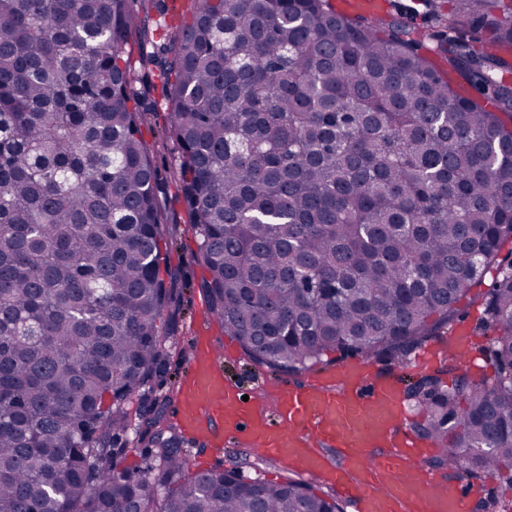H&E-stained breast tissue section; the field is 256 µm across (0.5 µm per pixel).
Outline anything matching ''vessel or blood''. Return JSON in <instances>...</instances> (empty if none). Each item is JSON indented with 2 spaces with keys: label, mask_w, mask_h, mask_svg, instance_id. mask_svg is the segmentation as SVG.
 <instances>
[{
  "label": "vessel or blood",
  "mask_w": 512,
  "mask_h": 512,
  "mask_svg": "<svg viewBox=\"0 0 512 512\" xmlns=\"http://www.w3.org/2000/svg\"><path fill=\"white\" fill-rule=\"evenodd\" d=\"M386 0H339L343 16L376 14ZM176 420L212 440H244L278 462L333 486L353 512H463L473 494L459 480L435 482L423 467L432 450L399 430L406 416L398 382L348 364L304 383L265 379L263 408L243 401L210 358L193 350Z\"/></svg>",
  "instance_id": "1"
}]
</instances>
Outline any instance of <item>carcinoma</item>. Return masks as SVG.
Segmentation results:
<instances>
[{
	"label": "carcinoma",
	"mask_w": 512,
	"mask_h": 512,
	"mask_svg": "<svg viewBox=\"0 0 512 512\" xmlns=\"http://www.w3.org/2000/svg\"><path fill=\"white\" fill-rule=\"evenodd\" d=\"M437 20L446 72L427 30L332 0H0V512H342L301 480L192 470L165 421L171 183L211 315L272 372L403 363L488 284L495 382L407 395L435 467L512 469V0ZM141 131L146 142L154 146L156 165L169 178L178 145L167 137L163 112H142Z\"/></svg>",
	"instance_id": "1"
}]
</instances>
